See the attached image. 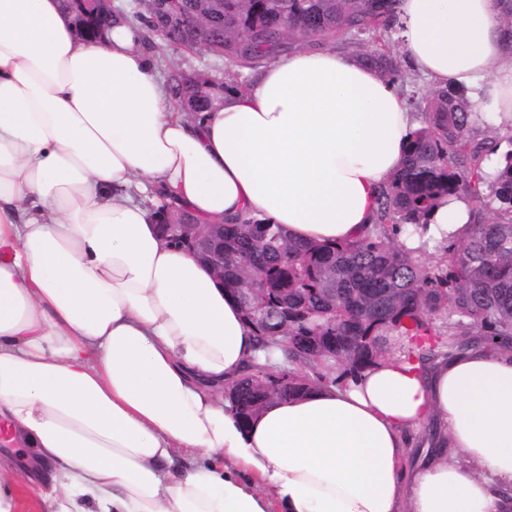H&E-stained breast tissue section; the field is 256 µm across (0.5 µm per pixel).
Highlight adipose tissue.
Here are the masks:
<instances>
[{
  "label": "adipose tissue",
  "mask_w": 512,
  "mask_h": 512,
  "mask_svg": "<svg viewBox=\"0 0 512 512\" xmlns=\"http://www.w3.org/2000/svg\"><path fill=\"white\" fill-rule=\"evenodd\" d=\"M396 37L434 87L512 118L498 0H400ZM420 122L333 47L280 55L195 119L170 109L139 31L80 40L61 0H0V512H512V352L427 370L386 358L242 425L224 399L255 356L234 298L153 204L241 214L289 239L371 232ZM443 199L409 248L459 240Z\"/></svg>",
  "instance_id": "1"
}]
</instances>
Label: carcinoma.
<instances>
[{
    "label": "carcinoma",
    "mask_w": 512,
    "mask_h": 512,
    "mask_svg": "<svg viewBox=\"0 0 512 512\" xmlns=\"http://www.w3.org/2000/svg\"><path fill=\"white\" fill-rule=\"evenodd\" d=\"M399 0H167L144 11L113 10L100 0L82 24L84 38L116 20L139 26L144 49L170 48L199 34L207 50L237 64L259 66L284 49L348 37L369 50L361 62L396 80L391 44ZM170 94L180 112H208L224 83L195 80L174 69ZM423 121L405 148L401 167L378 198L377 224L345 245L288 239L279 224L244 218L224 225V289L262 288L268 308L255 326L256 348L280 351L278 371L288 389L268 395L251 386L263 368L248 364L227 388L237 418L247 424L268 403L336 384V373H359L381 358L407 356L425 366L470 347L512 351V152L491 180L480 162L501 136L477 138L480 118L464 93L447 87L422 97ZM469 195L475 204L464 240L446 247L445 271H427L420 256L394 242L408 225L426 224L444 197ZM288 299V332H278V306ZM448 317L447 335L432 333Z\"/></svg>",
    "instance_id": "obj_1"
}]
</instances>
